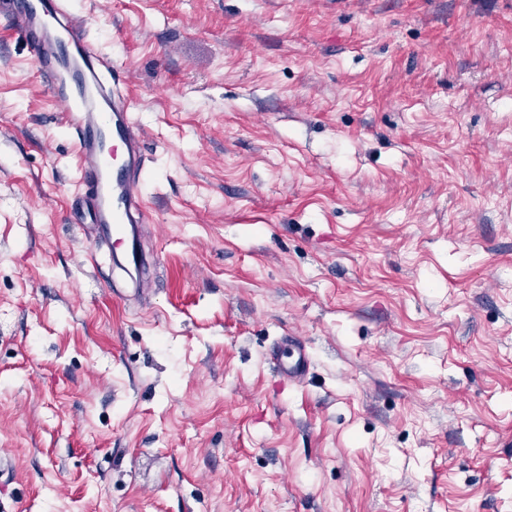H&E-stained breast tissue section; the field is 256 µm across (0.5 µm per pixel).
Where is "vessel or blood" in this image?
I'll return each instance as SVG.
<instances>
[{
  "label": "vessel or blood",
  "mask_w": 512,
  "mask_h": 512,
  "mask_svg": "<svg viewBox=\"0 0 512 512\" xmlns=\"http://www.w3.org/2000/svg\"><path fill=\"white\" fill-rule=\"evenodd\" d=\"M0 16L25 39L32 61L54 101L67 115L79 159L85 214L111 241L136 292L148 265L140 227L150 216L141 197L147 156L132 112L130 76L102 55L69 0H0ZM311 359L295 345L280 372L300 380Z\"/></svg>",
  "instance_id": "b4317fda"
}]
</instances>
